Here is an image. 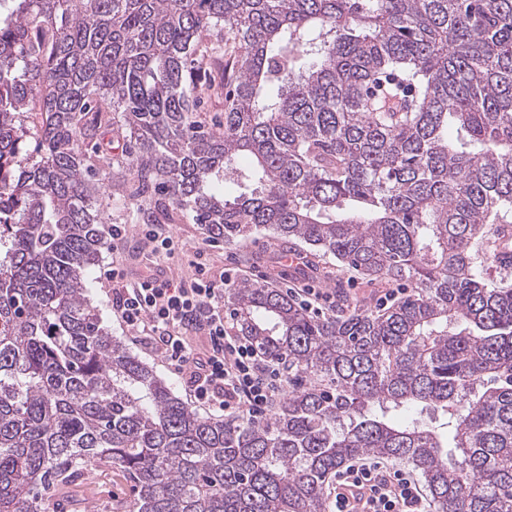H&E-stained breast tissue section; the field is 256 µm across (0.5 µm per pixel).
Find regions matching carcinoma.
I'll return each mask as SVG.
<instances>
[{"label":"carcinoma","instance_id":"1","mask_svg":"<svg viewBox=\"0 0 512 512\" xmlns=\"http://www.w3.org/2000/svg\"><path fill=\"white\" fill-rule=\"evenodd\" d=\"M115 124L142 223L266 231L411 293L338 282L316 318L229 289L288 392L263 422L201 417L91 303ZM2 199L0 512L114 464L137 512H323L364 455L410 465L433 512H512V273L486 267L512 245V0H0Z\"/></svg>","mask_w":512,"mask_h":512}]
</instances>
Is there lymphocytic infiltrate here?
I'll return each instance as SVG.
<instances>
[{
    "instance_id": "lymphocytic-infiltrate-1",
    "label": "lymphocytic infiltrate",
    "mask_w": 512,
    "mask_h": 512,
    "mask_svg": "<svg viewBox=\"0 0 512 512\" xmlns=\"http://www.w3.org/2000/svg\"><path fill=\"white\" fill-rule=\"evenodd\" d=\"M142 234L146 241L144 275L131 282L118 267L103 271L112 284V309L118 319L180 368L195 403L235 419H264L270 400L283 390L284 379L276 364L233 333L232 316L225 312L222 298L225 287L236 284L237 269L213 272L206 248L185 251L158 225H144ZM172 262L194 268L193 278L179 282L169 279L164 267ZM193 329L208 336L207 350L191 348L185 333ZM349 487L361 490L364 512L431 509L410 473L375 459L337 471L329 512H357L345 495Z\"/></svg>"
}]
</instances>
